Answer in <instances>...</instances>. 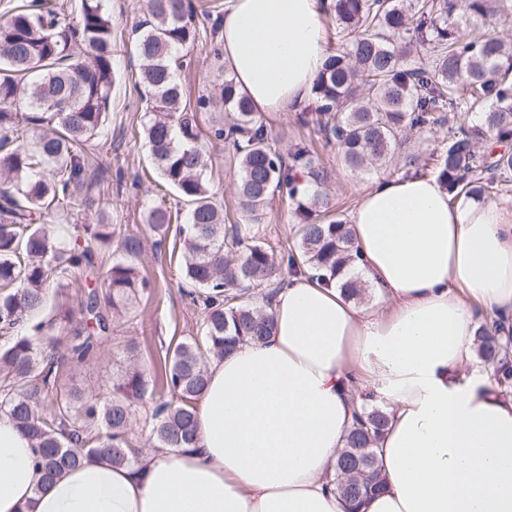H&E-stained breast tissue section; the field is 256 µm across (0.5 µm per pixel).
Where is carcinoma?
Listing matches in <instances>:
<instances>
[{
	"instance_id": "carcinoma-1",
	"label": "carcinoma",
	"mask_w": 512,
	"mask_h": 512,
	"mask_svg": "<svg viewBox=\"0 0 512 512\" xmlns=\"http://www.w3.org/2000/svg\"><path fill=\"white\" fill-rule=\"evenodd\" d=\"M106 0H80L76 23L60 16L51 0H7L0 22V330L14 336L0 345V415L28 437L48 478L85 459L106 455L113 464L139 470L133 417L154 398L156 381L126 348L123 366L105 391H63L56 376L63 362L74 367L98 359L111 338L112 319L135 312L140 292L141 240L110 224L70 225L93 202L102 182L85 145L106 135L114 81L112 15ZM492 0H332L336 48L327 52L313 94L314 112L299 117L336 144L352 169L389 163L406 131L447 127L440 151L408 164L432 173L453 197L478 198L512 184V42L492 32L462 37L460 21L492 27ZM150 19L136 41L147 89L144 144L163 178L187 207L181 228V275L198 288L204 309L202 336L175 345L164 359L161 385L171 399L159 401L148 420L158 448L186 451L196 440L195 403L207 384L209 359L241 342L271 336L267 310L232 303V289L265 290L283 276L272 247L252 235L249 224L224 228V213L205 179V146L195 114L183 105L179 50L199 30L191 0H150ZM428 47V60L416 59ZM227 121L211 138L232 146L239 171L237 193L250 224L262 222L277 194L293 201L301 216L296 240L280 249L288 269L305 265L330 276L355 260L344 218L328 212L324 186L330 174L306 148L283 155L261 116L229 75L221 90ZM477 114L472 122L470 115ZM491 138L502 150L484 151ZM304 172L310 185L298 179ZM171 215L148 211L147 223L165 239ZM96 248L118 257L103 273ZM84 277L86 291L75 313L59 304L47 317L45 283L50 277ZM106 288L104 295L99 289ZM479 356L492 372L496 393L512 395V333L484 319L477 331ZM388 417L376 404L361 405L345 447L336 457V490L351 507L383 487L378 442Z\"/></svg>"
}]
</instances>
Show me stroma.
Masks as SVG:
<instances>
[{"label": "stroma", "mask_w": 512, "mask_h": 512, "mask_svg": "<svg viewBox=\"0 0 512 512\" xmlns=\"http://www.w3.org/2000/svg\"><path fill=\"white\" fill-rule=\"evenodd\" d=\"M112 15V41L116 48L115 78L109 104L107 141H94L87 152L93 163L105 171L101 198L107 201L105 212L90 208L89 221H103L133 231L146 248L140 269L150 286L139 297L136 316L118 320L112 326V339L96 363L73 369L61 368L62 389L90 393L112 379V357L127 341L139 346L141 363L150 376H157L168 350L178 341L201 334L203 310L188 296L181 279L182 240L180 220H172L162 249H154V234L146 222L148 208L175 209L176 191L159 176L141 137L144 120L145 89L139 81L141 60L134 51L136 28L149 17L147 0H107ZM188 64L180 72L189 107L197 111L202 138L208 139L209 161L206 178L224 209L225 224H242L246 214L236 192L238 168L233 151L221 142H210V128L222 110L217 99L224 81V51L220 34L212 25H204L193 46L186 50ZM213 99V106L201 109L200 98ZM264 121L282 149L294 145L314 149L331 178L325 187L332 210L350 215L360 196L379 178L376 170H355L342 162L336 147H323L312 128L301 125L296 113L265 115ZM297 224L291 203L273 199L261 224L255 225L258 239L274 247L290 242Z\"/></svg>", "instance_id": "1"}]
</instances>
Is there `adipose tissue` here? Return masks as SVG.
Masks as SVG:
<instances>
[{
    "label": "adipose tissue",
    "instance_id": "ef3b65f1",
    "mask_svg": "<svg viewBox=\"0 0 512 512\" xmlns=\"http://www.w3.org/2000/svg\"><path fill=\"white\" fill-rule=\"evenodd\" d=\"M224 61L258 112H295L325 50L322 0H224ZM354 270L385 306L335 280L289 275L267 340L213 360L198 443L152 449L141 472L106 456L42 481L27 436L0 417V512H512V397L463 378L481 315L512 329V208L434 178H381L350 216ZM385 400L382 491L349 508L333 465L357 382Z\"/></svg>",
    "mask_w": 512,
    "mask_h": 512
}]
</instances>
